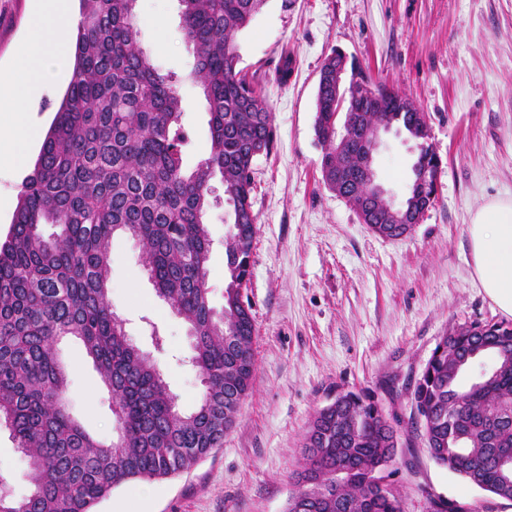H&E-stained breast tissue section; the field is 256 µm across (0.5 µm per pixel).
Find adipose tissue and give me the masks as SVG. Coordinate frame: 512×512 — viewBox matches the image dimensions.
<instances>
[{
    "label": "adipose tissue",
    "instance_id": "ef3b65f1",
    "mask_svg": "<svg viewBox=\"0 0 512 512\" xmlns=\"http://www.w3.org/2000/svg\"><path fill=\"white\" fill-rule=\"evenodd\" d=\"M75 21L72 0H35L30 36L7 71H0V112L10 119L0 124V165L23 166L40 127L27 111L47 80L62 81L65 71L49 73L48 59H66V34ZM474 269L488 298L512 317V198L488 200L468 227Z\"/></svg>",
    "mask_w": 512,
    "mask_h": 512
}]
</instances>
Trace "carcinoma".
Masks as SVG:
<instances>
[{
	"mask_svg": "<svg viewBox=\"0 0 512 512\" xmlns=\"http://www.w3.org/2000/svg\"><path fill=\"white\" fill-rule=\"evenodd\" d=\"M134 0H80L71 82L24 179L7 240L0 244V427L16 442L32 490L17 498L0 471V512H92L113 489L174 477L224 443L252 387L255 328L244 289L256 234L252 149H272V117L258 84L239 68L235 37L264 0H179L181 32L194 52L190 79L207 103L209 156L183 168L181 78L143 51ZM332 50L321 66L315 134L322 182L357 199L364 160L358 136L393 123L411 138L421 112L378 83L372 112L336 120ZM228 203L224 307L209 305V186ZM370 221L400 228L378 202ZM51 224L49 236L40 226ZM141 245L157 295L188 328L202 393L185 412L152 358L126 337L108 301L112 239ZM68 337L83 343L112 395L115 435L90 434L66 398L69 372L57 358ZM412 391L413 415L439 465L512 500V323H472L442 337ZM491 354L485 374L463 381L473 352ZM399 452L369 390L317 413L304 437L287 512H402L390 477ZM311 481L300 484L301 478Z\"/></svg>",
	"mask_w": 512,
	"mask_h": 512,
	"instance_id": "carcinoma-1",
	"label": "carcinoma"
}]
</instances>
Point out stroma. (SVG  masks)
Here are the masks:
<instances>
[{"instance_id": "1", "label": "stroma", "mask_w": 512, "mask_h": 512, "mask_svg": "<svg viewBox=\"0 0 512 512\" xmlns=\"http://www.w3.org/2000/svg\"><path fill=\"white\" fill-rule=\"evenodd\" d=\"M33 0H0V69L24 43ZM143 49L183 81L186 168L210 148L206 103L189 74L193 52L178 0H136ZM239 67L263 88L274 146L253 165L257 232L245 295L256 328L257 369L223 447L176 477L116 488L93 512H285L302 438L337 392L368 388L401 437L393 464L403 512H428L427 494L490 502L488 492L430 459L411 427L410 392L442 336L504 315L475 274L468 226L486 201L512 197V0H265L238 33ZM354 57L423 112L441 157L438 197L411 233L387 239L320 180L316 88L332 49ZM290 58L287 82L276 80ZM413 160L405 134L383 135L377 179L405 198ZM223 203L208 212L210 305H224ZM109 302L126 332L163 373L181 407L202 386L183 322L155 293L139 243L112 242ZM68 399L84 428L114 431L112 398L82 346L65 341Z\"/></svg>"}]
</instances>
